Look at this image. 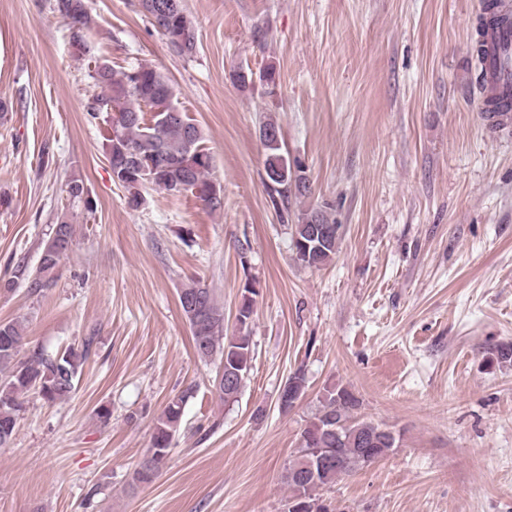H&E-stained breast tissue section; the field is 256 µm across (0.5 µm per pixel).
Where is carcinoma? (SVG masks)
Listing matches in <instances>:
<instances>
[{"label":"carcinoma","mask_w":512,"mask_h":512,"mask_svg":"<svg viewBox=\"0 0 512 512\" xmlns=\"http://www.w3.org/2000/svg\"><path fill=\"white\" fill-rule=\"evenodd\" d=\"M496 3L487 4L480 16L474 52L478 63H484L488 53L486 42L480 36L499 22ZM53 11L68 21L70 45L79 59L90 55L86 33L98 24L88 7V0H54ZM150 24L166 40L169 48L180 56H190L196 49V34L184 0H178V9L171 13L146 14ZM95 93L87 112L94 119H102L106 126L104 139L111 171L118 174L119 186L127 192L128 204L136 206L142 189L151 185L172 194L194 191L206 208L217 211L223 202L214 203L208 194L212 157L203 146L202 130L182 115V122L174 124L159 116L147 122L145 115L156 106L175 108L172 84L158 70L148 65L114 67L108 61L89 70ZM123 112L127 121L120 134L112 137V107ZM281 133L277 121L269 116L259 128L264 149V173L272 184L269 188L274 207L282 212L289 209L292 191L306 195L310 187L301 175H293L294 166L283 152L282 138L268 140L264 133ZM67 192L84 202L86 209H94L88 190L82 180L73 178ZM336 225L326 206L317 205L298 217L292 235V250L297 261L305 267H320L336 255L341 235L314 237V229ZM74 240V226L64 219L53 225L41 249L38 266L29 270L25 264L16 266L13 277L0 281V288L10 290L18 281L27 283L33 292L52 287L61 261L69 254ZM180 307L187 316L197 356L209 361L220 360L223 374L215 380L219 398L228 402L235 399L250 372L252 360L251 339L246 330L251 323V300L244 301L239 310L237 336L224 335V307L213 291L199 282L184 285L178 295ZM196 304L195 318L189 317L188 307ZM92 338L84 339L81 347H69L62 353L47 354L33 350L27 356L21 351L27 345V336L21 322H0V447L7 446L15 432L23 399L31 392L49 403L64 401L75 390L79 369L85 361ZM237 372L240 380L235 385H224V374ZM306 380L296 372L288 378L279 396L280 408L288 410L293 401L305 391ZM185 392L172 398L165 406L155 426L151 446L138 462L131 475V485L152 483L159 475L169 449L172 448L186 398ZM360 402L345 386L327 390L322 409L302 433L298 456L289 465L285 480L291 499H300L303 512H327L315 506L313 492L329 486L338 478L367 463H373L397 447L399 437L390 438L381 431V425L355 416Z\"/></svg>","instance_id":"cac0c4a2"}]
</instances>
